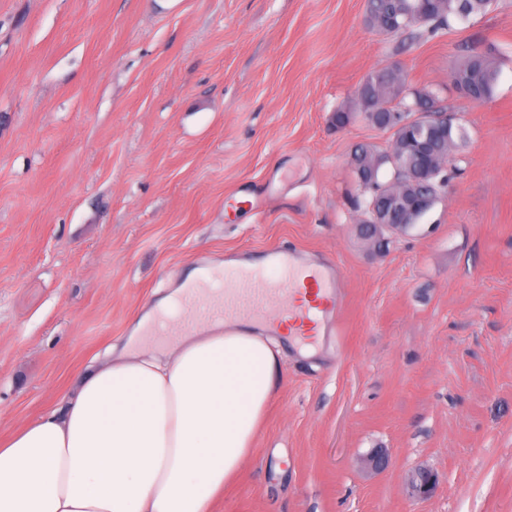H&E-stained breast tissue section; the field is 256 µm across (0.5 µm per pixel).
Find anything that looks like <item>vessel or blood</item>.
<instances>
[{
    "label": "vessel or blood",
    "instance_id": "1",
    "mask_svg": "<svg viewBox=\"0 0 512 512\" xmlns=\"http://www.w3.org/2000/svg\"><path fill=\"white\" fill-rule=\"evenodd\" d=\"M340 286L331 260L271 248L257 261L237 258L227 272L203 269L185 306L190 316L212 319L243 309L257 317L260 332L307 340L330 334L343 304Z\"/></svg>",
    "mask_w": 512,
    "mask_h": 512
}]
</instances>
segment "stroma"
Instances as JSON below:
<instances>
[{
	"label": "stroma",
	"mask_w": 512,
	"mask_h": 512,
	"mask_svg": "<svg viewBox=\"0 0 512 512\" xmlns=\"http://www.w3.org/2000/svg\"><path fill=\"white\" fill-rule=\"evenodd\" d=\"M487 51L473 106L449 66ZM390 65L463 130L439 201L370 250L351 152L389 135L334 115ZM275 247L335 260L345 307L313 355L281 340L215 512H512V0L406 45L365 0H0L1 440L192 270Z\"/></svg>",
	"instance_id": "obj_1"
}]
</instances>
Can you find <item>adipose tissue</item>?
<instances>
[{
    "instance_id": "1",
    "label": "adipose tissue",
    "mask_w": 512,
    "mask_h": 512,
    "mask_svg": "<svg viewBox=\"0 0 512 512\" xmlns=\"http://www.w3.org/2000/svg\"><path fill=\"white\" fill-rule=\"evenodd\" d=\"M149 321L0 442V512H212L246 478L282 384L276 341L237 315L160 349L139 339Z\"/></svg>"
}]
</instances>
